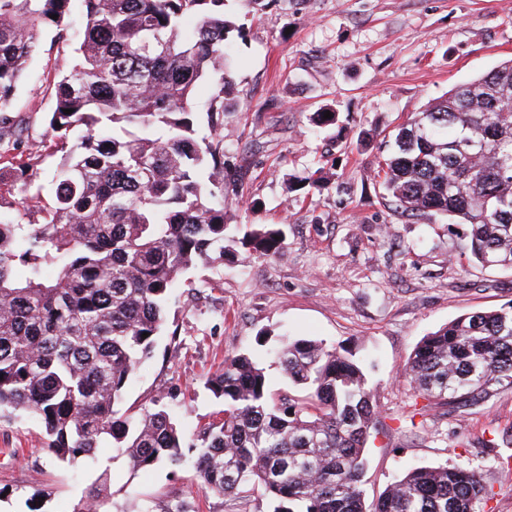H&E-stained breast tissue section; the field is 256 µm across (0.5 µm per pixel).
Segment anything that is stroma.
<instances>
[{
    "label": "stroma",
    "instance_id": "stroma-1",
    "mask_svg": "<svg viewBox=\"0 0 512 512\" xmlns=\"http://www.w3.org/2000/svg\"><path fill=\"white\" fill-rule=\"evenodd\" d=\"M236 53L232 106L224 115V166L243 172L224 211L239 232L281 224L278 254L255 258L230 244L223 267L200 265L176 289L152 356L123 408L166 409L193 438L223 404L207 378L225 356L272 346L288 333L343 346L367 361L377 418L364 450L365 506L373 508L408 466L475 470L493 497L484 512H512V471H502L493 433L512 430V388L456 405L416 398L401 373L424 336L457 317L512 304V271L482 269L465 227L446 216L397 209L374 178L384 135L443 96L512 58V0H230ZM42 29L39 48L9 108L22 119L26 180L0 183V204L51 201L62 153L49 127L53 81L72 42ZM339 128L315 132L325 109ZM367 150L355 151L358 139ZM319 184H309L311 173ZM110 470L100 512H271L265 497L205 494L192 465L130 474L117 449L95 460L58 461L34 420L0 417V512H72Z\"/></svg>",
    "mask_w": 512,
    "mask_h": 512
}]
</instances>
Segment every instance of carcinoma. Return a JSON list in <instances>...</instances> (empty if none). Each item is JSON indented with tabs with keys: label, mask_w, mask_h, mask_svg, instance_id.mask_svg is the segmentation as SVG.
Returning a JSON list of instances; mask_svg holds the SVG:
<instances>
[{
	"label": "carcinoma",
	"mask_w": 512,
	"mask_h": 512,
	"mask_svg": "<svg viewBox=\"0 0 512 512\" xmlns=\"http://www.w3.org/2000/svg\"><path fill=\"white\" fill-rule=\"evenodd\" d=\"M76 1L85 25L49 119L63 151L52 203L39 224L0 212V412L36 421L47 448L69 462L93 460L109 442L134 472L178 467L188 447L207 494L260 490L273 512H367L363 452L376 406L347 351L283 337L276 358L302 396L272 393L261 357H225L207 380L224 417L188 446L163 409L120 413L180 277L224 264L216 114L226 110L235 59L228 0H0L1 147L17 144L8 100L36 54L38 29L53 26L67 40ZM395 145L376 176L396 206L466 225L481 267L512 269V59L425 104ZM282 243L279 227L243 236L260 257ZM402 376L438 404L512 387V306L425 336ZM107 491L104 472L73 512L98 508ZM487 498L472 469L411 467L372 512H482Z\"/></svg>",
	"instance_id": "obj_1"
}]
</instances>
